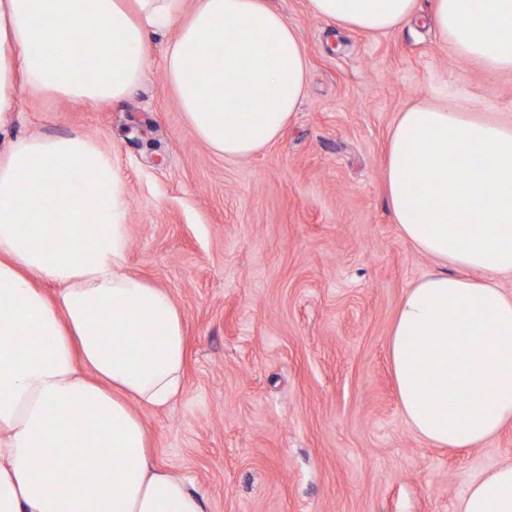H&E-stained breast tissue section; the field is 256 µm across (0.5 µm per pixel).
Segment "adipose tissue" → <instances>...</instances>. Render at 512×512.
Segmentation results:
<instances>
[{
	"instance_id": "adipose-tissue-1",
	"label": "adipose tissue",
	"mask_w": 512,
	"mask_h": 512,
	"mask_svg": "<svg viewBox=\"0 0 512 512\" xmlns=\"http://www.w3.org/2000/svg\"><path fill=\"white\" fill-rule=\"evenodd\" d=\"M370 34L417 0H308ZM445 41L512 69V0H432ZM93 40H83L84 32ZM185 119L212 150L253 156L306 89L297 31L269 0H0V512H205L158 467L141 409L184 389V314L128 267L126 203L94 139L11 136L16 92L91 104L140 85L150 38ZM384 188L402 237L486 281L435 272L408 288L388 339L412 429L471 448L512 423V120L448 103L400 112ZM459 512H512V465L473 482Z\"/></svg>"
}]
</instances>
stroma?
Wrapping results in <instances>:
<instances>
[{
    "label": "stroma",
    "instance_id": "35a3bbf8",
    "mask_svg": "<svg viewBox=\"0 0 512 512\" xmlns=\"http://www.w3.org/2000/svg\"><path fill=\"white\" fill-rule=\"evenodd\" d=\"M305 48V97L282 136L229 159L187 124L154 39L127 99L18 90L17 135L82 133L112 156L129 267L166 288L187 329L185 392L142 410L155 462L205 512H458L512 462V426L476 448L417 436L388 338L404 292L438 264L405 241L383 189L397 115L445 99L512 113V72L459 55L422 19L380 35L272 0Z\"/></svg>",
    "mask_w": 512,
    "mask_h": 512
}]
</instances>
